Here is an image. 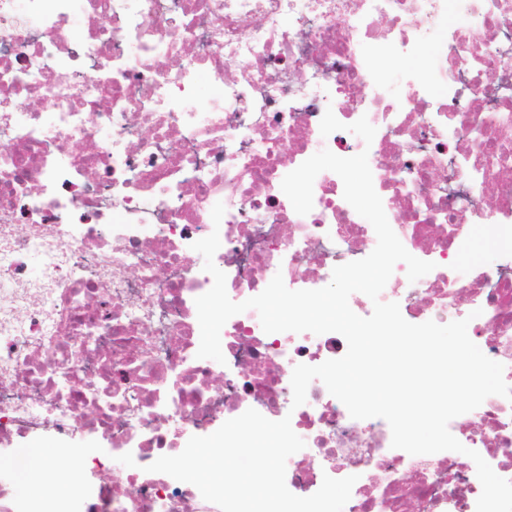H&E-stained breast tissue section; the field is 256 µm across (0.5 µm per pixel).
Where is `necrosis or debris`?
I'll return each mask as SVG.
<instances>
[{
    "label": "necrosis or debris",
    "instance_id": "1",
    "mask_svg": "<svg viewBox=\"0 0 512 512\" xmlns=\"http://www.w3.org/2000/svg\"><path fill=\"white\" fill-rule=\"evenodd\" d=\"M425 49V72L389 65ZM328 110L345 128L325 137ZM363 116L368 145L346 130ZM325 148L367 152L391 228L434 264L412 283L397 263L381 301L413 324L470 318L512 385V0H0V445L89 443L63 507L0 481V512H220L149 466L250 408L304 440L295 495L353 475L343 512H476L474 462L392 448L317 379L293 407L294 367L344 356L340 334H268L250 309L221 331L225 364L197 356L213 278L193 242L219 234L235 302L278 273L322 288L374 250L336 173L304 216L281 190ZM473 224L509 243L477 270L455 263ZM449 429L512 480V401Z\"/></svg>",
    "mask_w": 512,
    "mask_h": 512
}]
</instances>
